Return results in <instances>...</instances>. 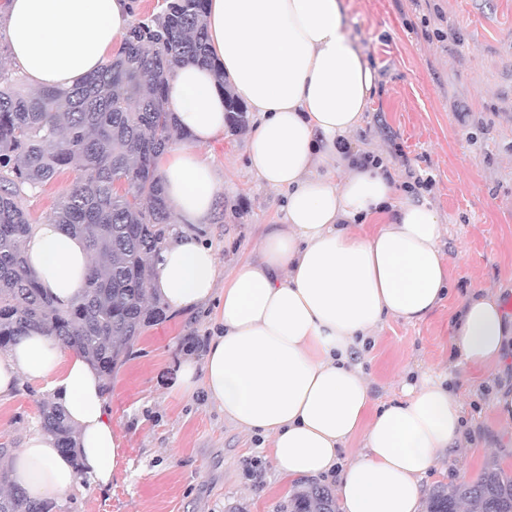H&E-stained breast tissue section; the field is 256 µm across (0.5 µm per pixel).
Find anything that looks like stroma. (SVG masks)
Instances as JSON below:
<instances>
[{
	"label": "stroma",
	"mask_w": 512,
	"mask_h": 512,
	"mask_svg": "<svg viewBox=\"0 0 512 512\" xmlns=\"http://www.w3.org/2000/svg\"><path fill=\"white\" fill-rule=\"evenodd\" d=\"M346 28L376 73V94L356 147L394 169L432 180L400 192L442 216L450 292L416 324L388 321L355 360L377 404L403 398L429 369L448 374L474 455L450 450L443 473L424 488L449 486L499 466L512 471V422L494 410L512 390V350L502 364L475 368L453 350V321L464 301L495 290L512 316V0H340ZM247 132L225 131L204 147L220 185L208 223L187 231L211 245L222 275L258 256L265 225L282 221V196L247 170ZM65 168L25 201L31 223L47 221L80 178ZM204 313L169 314L146 328L105 392L121 458L110 487L59 499L62 512H281L294 488L274 469L259 439L228 425L203 389L185 394L176 366L201 360ZM42 383H22L0 401V446L18 450L39 425Z\"/></svg>",
	"instance_id": "35a3bbf8"
}]
</instances>
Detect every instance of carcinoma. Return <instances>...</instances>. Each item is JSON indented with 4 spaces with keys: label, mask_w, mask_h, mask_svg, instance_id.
<instances>
[{
    "label": "carcinoma",
    "mask_w": 512,
    "mask_h": 512,
    "mask_svg": "<svg viewBox=\"0 0 512 512\" xmlns=\"http://www.w3.org/2000/svg\"><path fill=\"white\" fill-rule=\"evenodd\" d=\"M205 14L206 0H163L131 26L112 61L68 90L25 92L0 49V351L42 330L77 348L108 381L144 329L162 318V303L150 292L149 256L168 239L174 212L155 160L188 139L166 111L165 77L175 63L215 66ZM226 99L230 127L246 128L244 105L230 92ZM64 167L82 177L51 223L84 238L97 262L82 297L62 307L27 270L21 244L33 229L26 197ZM118 181L126 185L122 193ZM39 416L41 431L75 452L62 405L43 401ZM463 503L478 512H512V473L488 467L473 481L437 485L426 512H460ZM53 509L18 488L0 492V512ZM281 512H337L336 495L326 486L304 487Z\"/></svg>",
    "instance_id": "1"
}]
</instances>
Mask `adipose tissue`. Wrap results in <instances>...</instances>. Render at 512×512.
<instances>
[{"mask_svg": "<svg viewBox=\"0 0 512 512\" xmlns=\"http://www.w3.org/2000/svg\"><path fill=\"white\" fill-rule=\"evenodd\" d=\"M131 20V0H9L11 56L32 88L66 90L111 59ZM206 23L215 68L179 63L166 80V108L194 141L156 160L177 221L205 224L213 214L215 171L194 147L223 133L229 91L255 115L249 172L286 203L283 223L259 238L258 259L227 279L214 250L191 235L154 257L153 293L175 312L213 307L222 325L202 362L182 365L183 389L204 388L236 429L267 436L285 480L338 474L341 512H423V480L463 443L460 402L445 375L427 371L404 400L372 411L370 379L351 350L386 320L414 324L441 304V216L397 201L382 165H360L358 152L339 147L375 92L339 0H207ZM23 249L60 305L81 297L92 265L83 239L45 223ZM511 338L495 293L464 303L453 340L463 363L500 364ZM23 378L60 400L77 454L34 432L8 461L12 482L39 499L109 486L120 445L98 370L77 348L33 331L0 353V399ZM358 435L363 451L337 470L339 449Z\"/></svg>", "mask_w": 512, "mask_h": 512, "instance_id": "1", "label": "adipose tissue"}]
</instances>
